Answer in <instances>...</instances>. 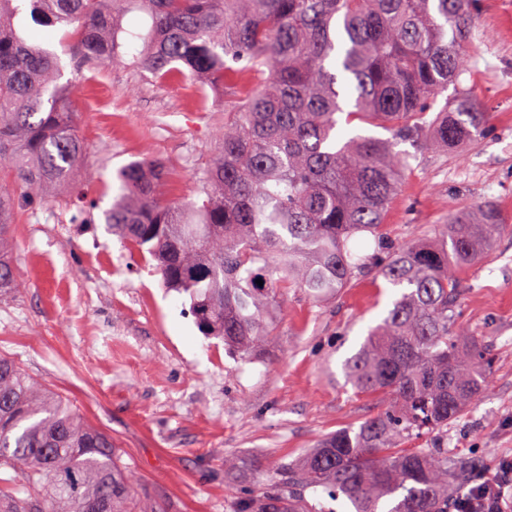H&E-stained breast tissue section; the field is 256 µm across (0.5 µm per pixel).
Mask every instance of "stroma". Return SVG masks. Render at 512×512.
Masks as SVG:
<instances>
[{
	"label": "stroma",
	"instance_id": "obj_1",
	"mask_svg": "<svg viewBox=\"0 0 512 512\" xmlns=\"http://www.w3.org/2000/svg\"><path fill=\"white\" fill-rule=\"evenodd\" d=\"M462 85L489 114L483 137L414 161L391 200L386 243L433 242L449 213L492 201L506 225L472 265L456 323L482 337L493 383L448 429V447L491 474L512 458V0H474ZM61 58L87 159L77 178L93 205L87 223L47 205L18 209L11 229L24 287L0 298V355L109 433L150 512H239L271 487L281 463L327 435L358 426L383 404L355 394L344 373L396 290L373 272L325 299L289 290L264 353L241 358L204 335L188 297L165 288L149 255L112 234L105 213L117 173L164 161L173 200L197 188L224 112L240 85L156 81L116 64L76 69L59 31L43 33ZM234 456L244 468L228 471Z\"/></svg>",
	"mask_w": 512,
	"mask_h": 512
}]
</instances>
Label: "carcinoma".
I'll return each instance as SVG.
<instances>
[{
    "label": "carcinoma",
    "mask_w": 512,
    "mask_h": 512,
    "mask_svg": "<svg viewBox=\"0 0 512 512\" xmlns=\"http://www.w3.org/2000/svg\"><path fill=\"white\" fill-rule=\"evenodd\" d=\"M133 11L149 18L146 31L123 26ZM470 18L471 0H0V167L14 185L0 190V294L22 287L9 244L15 197L67 211L82 203L75 172L86 147L42 29L61 30L92 66L121 63L132 47L139 72L159 81L253 74L262 87L224 117L200 198L165 201V163L147 157L119 172L106 223L190 299L205 335L244 357L265 348L267 319L289 289L321 298L377 269L399 294L344 370L356 392L387 396L386 407L282 465L278 484L241 512H302L301 492L316 487L355 512H453L476 462L448 453V426L491 385L482 345L456 324L460 270L504 221L485 202L449 214L434 243L365 253L358 242L381 239L411 161L483 133L488 113L461 86ZM450 85L456 96L426 119ZM342 118L389 137H350ZM421 435L425 447H404ZM1 470L36 494L0 487V512L137 509L112 437L5 356Z\"/></svg>",
    "instance_id": "carcinoma-1"
}]
</instances>
